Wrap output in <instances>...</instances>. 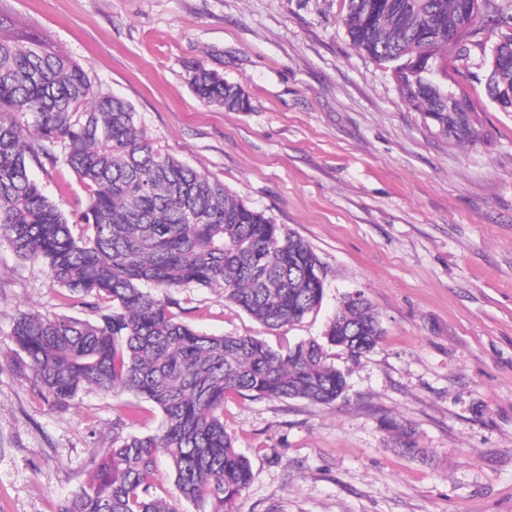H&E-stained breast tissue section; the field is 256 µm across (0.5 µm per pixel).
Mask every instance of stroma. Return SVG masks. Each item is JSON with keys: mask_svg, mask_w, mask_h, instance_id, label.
<instances>
[{"mask_svg": "<svg viewBox=\"0 0 512 512\" xmlns=\"http://www.w3.org/2000/svg\"><path fill=\"white\" fill-rule=\"evenodd\" d=\"M347 0H0V37L46 39L130 102L162 149L220 180L303 238L322 264L319 310L266 327L220 288L159 291L197 331L278 349L322 338L343 296L364 294L385 328L330 405L224 401V427L254 479L235 512H512V112L488 98L489 55L511 29L481 15L451 76L478 108L476 138L449 141L351 44ZM240 85L251 109L201 103L190 67ZM35 178L64 211L86 202L45 159ZM21 310L89 317L37 261L0 245V512H57L83 485L130 394L88 388L65 407L19 370ZM410 423L432 459L381 427Z\"/></svg>", "mask_w": 512, "mask_h": 512, "instance_id": "1", "label": "stroma"}]
</instances>
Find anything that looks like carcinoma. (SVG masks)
I'll list each match as a JSON object with an SVG mask.
<instances>
[{
	"label": "carcinoma",
	"instance_id": "1",
	"mask_svg": "<svg viewBox=\"0 0 512 512\" xmlns=\"http://www.w3.org/2000/svg\"><path fill=\"white\" fill-rule=\"evenodd\" d=\"M461 0H347L352 45L396 73L397 90L445 134L469 120L448 111L452 29L472 34ZM487 93L512 88V70L487 65ZM189 83L205 105L246 112L238 86L202 65ZM63 163L87 200L64 213L31 173L41 158ZM0 242L40 260L94 319L21 311L10 336L38 393L59 406L85 387L129 393L162 414L148 434H123L140 416L118 415L112 447L58 512H175L158 496L156 463H169L174 494L198 512H233L253 471L224 430V398L302 399L331 404L346 375L326 346L352 358L373 351L385 330L367 298L343 297L324 334L275 350L256 336L208 335L179 320L145 290L197 285L269 328L298 323L320 307L321 262L298 235L246 206L220 181L155 146L133 106L96 85L77 61L44 39H0ZM402 454L425 460L415 429L384 419Z\"/></svg>",
	"mask_w": 512,
	"mask_h": 512
}]
</instances>
